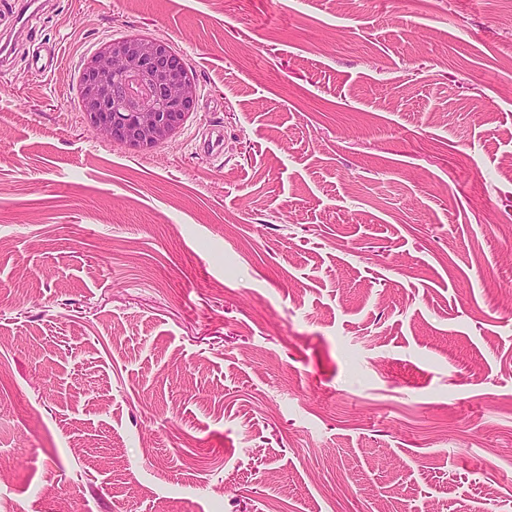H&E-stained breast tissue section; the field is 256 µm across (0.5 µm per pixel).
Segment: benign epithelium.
<instances>
[{"mask_svg": "<svg viewBox=\"0 0 512 512\" xmlns=\"http://www.w3.org/2000/svg\"><path fill=\"white\" fill-rule=\"evenodd\" d=\"M79 97L87 122L131 147L171 140L197 99L183 58L156 38L131 35L106 42L83 64Z\"/></svg>", "mask_w": 512, "mask_h": 512, "instance_id": "1", "label": "benign epithelium"}]
</instances>
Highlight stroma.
Here are the masks:
<instances>
[{"mask_svg": "<svg viewBox=\"0 0 512 512\" xmlns=\"http://www.w3.org/2000/svg\"><path fill=\"white\" fill-rule=\"evenodd\" d=\"M132 34L198 85L142 150L79 101ZM511 290L512 0H54L0 72V512H512Z\"/></svg>", "mask_w": 512, "mask_h": 512, "instance_id": "35a3bbf8", "label": "stroma"}]
</instances>
